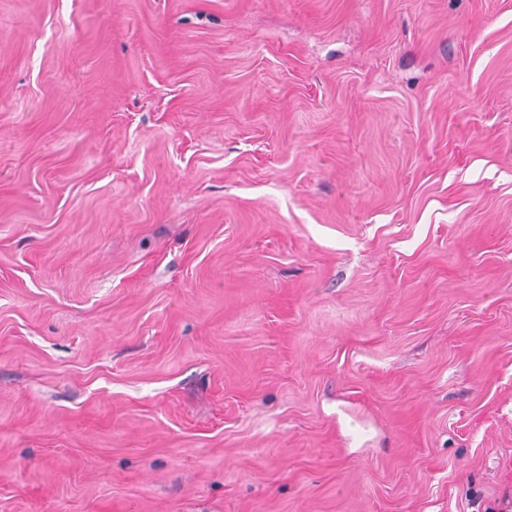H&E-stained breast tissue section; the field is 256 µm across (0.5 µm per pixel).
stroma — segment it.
Returning a JSON list of instances; mask_svg holds the SVG:
<instances>
[{"mask_svg":"<svg viewBox=\"0 0 512 512\" xmlns=\"http://www.w3.org/2000/svg\"><path fill=\"white\" fill-rule=\"evenodd\" d=\"M0 512H512V0H0Z\"/></svg>","mask_w":512,"mask_h":512,"instance_id":"35a3bbf8","label":"stroma"}]
</instances>
